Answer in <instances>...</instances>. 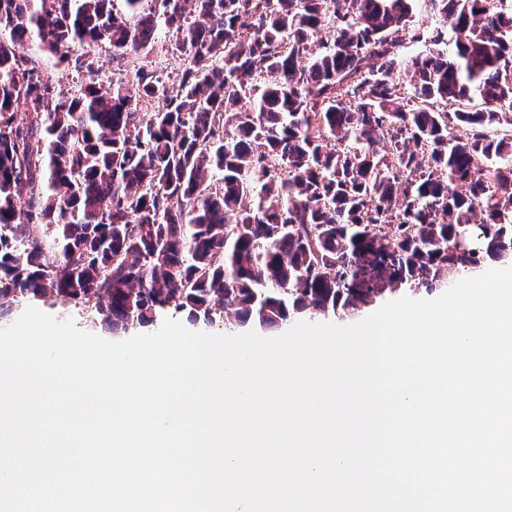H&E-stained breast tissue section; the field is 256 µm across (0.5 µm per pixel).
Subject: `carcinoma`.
I'll list each match as a JSON object with an SVG mask.
<instances>
[{
  "instance_id": "cac0c4a2",
  "label": "carcinoma",
  "mask_w": 512,
  "mask_h": 512,
  "mask_svg": "<svg viewBox=\"0 0 512 512\" xmlns=\"http://www.w3.org/2000/svg\"><path fill=\"white\" fill-rule=\"evenodd\" d=\"M121 2L0 0V300L276 328L512 258V0ZM162 27L178 84L99 83Z\"/></svg>"
}]
</instances>
